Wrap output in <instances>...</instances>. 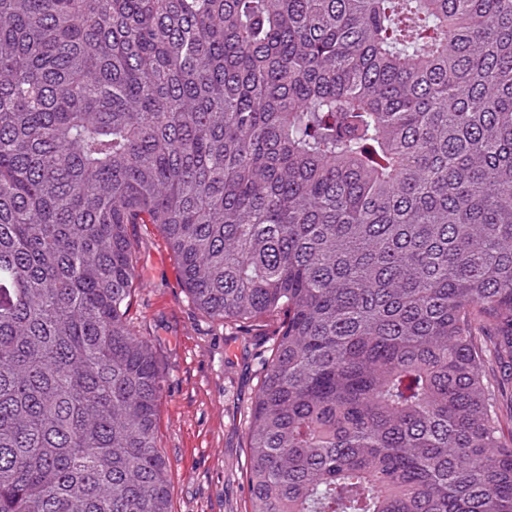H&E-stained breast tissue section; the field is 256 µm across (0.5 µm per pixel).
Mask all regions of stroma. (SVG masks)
<instances>
[{
  "instance_id": "obj_1",
  "label": "stroma",
  "mask_w": 512,
  "mask_h": 512,
  "mask_svg": "<svg viewBox=\"0 0 512 512\" xmlns=\"http://www.w3.org/2000/svg\"><path fill=\"white\" fill-rule=\"evenodd\" d=\"M138 285L128 320L154 340L163 391L157 442L170 464L174 512H248L247 416L279 318L242 334L201 313L152 224L131 229Z\"/></svg>"
}]
</instances>
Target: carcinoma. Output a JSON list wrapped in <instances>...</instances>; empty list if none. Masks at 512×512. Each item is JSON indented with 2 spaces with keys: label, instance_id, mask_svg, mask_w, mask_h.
<instances>
[{
  "label": "carcinoma",
  "instance_id": "carcinoma-1",
  "mask_svg": "<svg viewBox=\"0 0 512 512\" xmlns=\"http://www.w3.org/2000/svg\"><path fill=\"white\" fill-rule=\"evenodd\" d=\"M135 224L283 318L250 512H512V0H0V512H172Z\"/></svg>",
  "mask_w": 512,
  "mask_h": 512
}]
</instances>
